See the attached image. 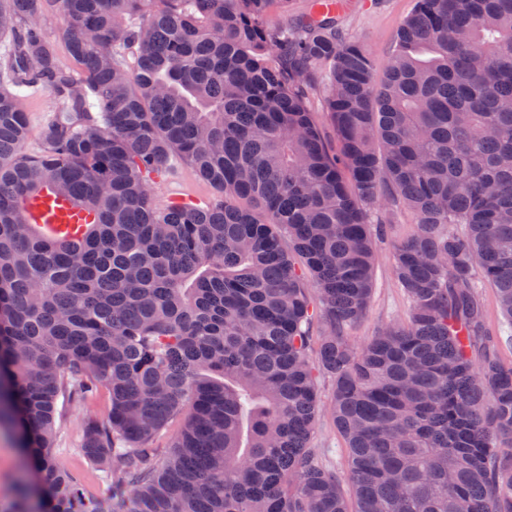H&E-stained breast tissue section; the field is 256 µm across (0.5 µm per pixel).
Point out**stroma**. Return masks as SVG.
Instances as JSON below:
<instances>
[{
	"label": "stroma",
	"instance_id": "1",
	"mask_svg": "<svg viewBox=\"0 0 512 512\" xmlns=\"http://www.w3.org/2000/svg\"><path fill=\"white\" fill-rule=\"evenodd\" d=\"M414 0H349L348 7L338 14L340 28L361 40L379 61H386L392 51L395 32L410 15ZM56 107V97L46 86L30 91L24 109L30 122L27 152H37L41 146V131ZM386 222L383 238L376 241V262L373 273V293L364 321L353 330L356 341H363L383 325L406 320L409 303L399 288L391 269V252L395 242L406 239L417 229L414 216L406 210L390 206L380 209ZM110 407L106 390H98L92 401L72 402L63 407V426L57 441V456L66 467L77 470L89 493L106 489L102 480L81 452L84 423L90 417H104ZM312 443L320 448L326 462L333 468L342 487H349L347 452L344 441L328 411H321ZM23 453L17 432L9 422L0 423V505L10 506L20 498V488L26 476Z\"/></svg>",
	"mask_w": 512,
	"mask_h": 512
}]
</instances>
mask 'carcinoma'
<instances>
[{
	"instance_id": "obj_1",
	"label": "carcinoma",
	"mask_w": 512,
	"mask_h": 512,
	"mask_svg": "<svg viewBox=\"0 0 512 512\" xmlns=\"http://www.w3.org/2000/svg\"><path fill=\"white\" fill-rule=\"evenodd\" d=\"M288 2L0 0V413L35 474L17 512H512V364L479 291L512 323V0H415L382 65L322 0L273 21ZM175 160L205 207L158 198ZM46 185L88 223H27ZM384 200L416 218L392 250L410 312L358 343ZM321 376L354 510L311 446ZM100 387L94 496L55 441L59 403ZM46 20L42 25V33L44 37L52 44L54 53L57 59L64 66L75 69L74 62L70 59L66 45L63 40H61L57 35V25H58V17L55 15L52 8H49L46 11ZM56 97L53 91L43 85H39L28 93L24 101V109L28 113L30 122L29 140L26 151L36 153L41 146V131L49 120L56 107ZM309 105L315 113L316 121L318 123L321 134L332 152H336V133L333 125L327 115V112H322V104L320 98L313 94L310 97Z\"/></svg>"
}]
</instances>
